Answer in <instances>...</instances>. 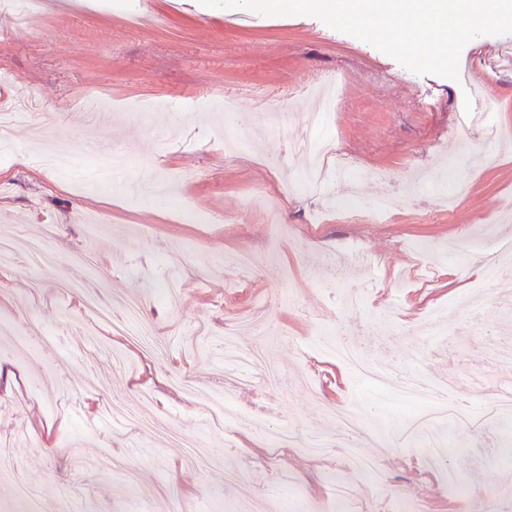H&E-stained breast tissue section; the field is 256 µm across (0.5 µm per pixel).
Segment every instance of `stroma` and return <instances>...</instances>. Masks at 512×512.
<instances>
[{
	"instance_id": "obj_1",
	"label": "stroma",
	"mask_w": 512,
	"mask_h": 512,
	"mask_svg": "<svg viewBox=\"0 0 512 512\" xmlns=\"http://www.w3.org/2000/svg\"><path fill=\"white\" fill-rule=\"evenodd\" d=\"M13 79L1 101L29 104L34 120L7 129L0 156V233L41 239L50 267L22 255L0 259V443L15 471H0V501L20 481L69 512H318L327 476L340 472L351 512H512V420L499 418L512 388L501 349L512 347V273L480 266L492 225L512 213V148L458 150L459 109L470 86L487 85L488 119L512 138V34L479 36L462 50L459 81L418 75L374 46L317 18L262 16L199 0H52L35 21L0 12V70ZM343 78L330 125L315 129L302 94L313 80ZM108 111L88 115L98 95ZM232 135L247 146L224 152ZM334 138L339 164L364 184L356 213L336 216L348 193L329 180L300 189L293 147ZM129 183L104 196L88 176ZM453 203H446V195ZM394 200L385 216L380 197ZM281 211L266 224L262 202ZM360 245L372 264L347 260ZM241 254L262 270L238 268ZM367 285L347 310L335 282ZM102 303L141 301L157 332L143 352L108 325L92 327L83 292ZM447 321L432 340L427 311ZM48 335L35 356L14 350L29 321ZM247 321L237 342L262 343L287 377L284 392L243 391L224 381V330ZM386 372L443 382L473 417L472 430L432 423L440 463L419 457L400 419L429 409L434 393L397 399L332 356L336 341ZM189 378L198 395L175 388ZM221 389L227 409L213 418ZM352 401L368 426L339 434L331 407ZM331 442L325 457L296 446L272 453L267 433ZM470 451L455 454L460 443ZM375 458L371 487L347 466L346 450ZM105 457L135 471L100 466ZM237 470L225 484L226 469Z\"/></svg>"
}]
</instances>
